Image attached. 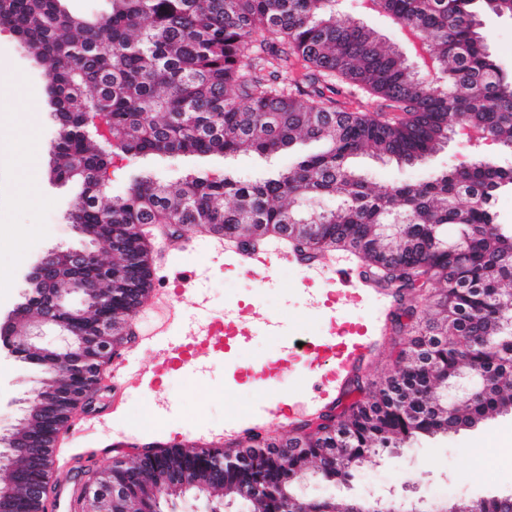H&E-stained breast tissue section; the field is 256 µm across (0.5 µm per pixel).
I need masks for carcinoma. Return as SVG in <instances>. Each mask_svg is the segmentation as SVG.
<instances>
[{
    "label": "carcinoma",
    "instance_id": "cac0c4a2",
    "mask_svg": "<svg viewBox=\"0 0 512 512\" xmlns=\"http://www.w3.org/2000/svg\"><path fill=\"white\" fill-rule=\"evenodd\" d=\"M108 13L74 14L64 0H0V30L9 31L40 63L56 123L49 176L75 182L80 192L67 219L98 228L122 243L116 260H137L125 295H110L88 316L59 319L82 334L101 319H123L149 296L152 263L144 226L182 224L259 243L271 233H319L316 249L353 250L368 265L388 258L406 269L426 267L440 285L423 310L413 289L398 293L392 320L409 316L416 356L399 360L382 383L350 380L362 398L338 415L341 433L303 444L305 459L271 452L243 470L213 471L210 451L174 446L137 455L116 474L125 498L118 512H169L161 488L143 499V485L166 477L205 479L210 508L225 512L224 489L250 484L260 504L244 512H348L311 497V478L343 483L368 459L423 437L456 433L486 418L512 413V226L497 222L495 196L512 186V169L480 158L426 180L377 189L350 166L364 150L403 164L443 146L460 124L512 150V73L489 52L481 15L512 16V0H383L392 21L423 40L434 69L418 71L395 48L357 20L336 19V0H111ZM112 139L95 131V120ZM325 148L293 167L244 181L230 168L217 176L191 171L177 181L144 175L124 196L109 192L117 156H233L241 147L259 156L298 140ZM331 196L338 205L319 210ZM460 226L466 250L440 235ZM74 272L63 263L25 284L17 320L0 336H22L40 315L44 292L68 295ZM20 362L42 379L13 434L32 448L53 442L65 425L47 397L84 385L57 354H28ZM484 376L465 410L448 411V383L461 374ZM334 448L328 457L324 449ZM46 477L41 457L23 464L20 482Z\"/></svg>",
    "mask_w": 512,
    "mask_h": 512
}]
</instances>
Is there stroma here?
<instances>
[{
  "mask_svg": "<svg viewBox=\"0 0 512 512\" xmlns=\"http://www.w3.org/2000/svg\"><path fill=\"white\" fill-rule=\"evenodd\" d=\"M339 19H358L379 32L386 42L413 56L414 50L403 31L393 27L384 14L362 11L359 0H338ZM488 46L499 66L512 72V17L487 15L483 18ZM33 132L41 144V166H48L55 138V122L47 104L41 66L13 39L0 31V222L22 228L27 239L23 246L0 243V316L14 309L25 285L24 275L37 257L58 246L78 247L83 243L66 215L79 187L42 177L39 202L21 207L14 200L21 180L5 148L19 135ZM322 148L316 141H300L290 149L262 162L252 150L244 149L232 158L138 157L125 159L112 178V192L125 194L131 183L151 170L160 178L176 180L189 169L222 172L234 168L246 180L258 179L265 166L281 169L299 157ZM495 158L512 167V151L494 144L469 141L464 134L451 136L436 153L424 161L397 164L369 152L353 158L352 165L374 186L418 182L438 172L468 164L479 156ZM193 248L182 253L163 255L164 234L155 230L152 252L159 288L165 289L171 303L180 308L187 321L207 325L223 317L225 308L243 309L261 306L266 315L286 321L290 339L326 342L332 324L345 317L368 324L376 314L374 305L366 304L352 313L341 305L326 306L325 297L337 293L335 283L324 279L309 282L297 261L272 266L251 275L207 248L204 236L194 238ZM175 268H195L201 274L200 289L207 299L206 308L192 304L191 291H178L169 284ZM261 292L262 302H255L254 292ZM406 333L388 329L377 336L367 351L360 376L377 382L393 371ZM206 370L195 375L188 369L160 372L153 382L140 380V371L152 367L154 350L129 343L117 360L125 367V377L115 383H103L95 403V417L109 420L107 428L94 432L67 429L55 451L56 472L71 468L84 459L90 470L111 466L113 459L128 453L130 447L159 441L165 444L197 443L209 432L223 430L229 424L249 418L266 402L289 403L299 396L311 371L307 358L284 359L282 342L261 327L250 334L235 337L230 349H223L221 339L198 346ZM41 372L0 351V433L15 425L22 408L38 387ZM123 391L120 410L112 408L114 388ZM450 487L451 497L470 499L512 494V414L492 416L476 427L450 435L421 439L398 449L397 453L371 458L345 485L311 484V494L342 502L350 498L394 497L419 503L425 512L436 505L431 492Z\"/></svg>",
  "mask_w": 512,
  "mask_h": 512,
  "instance_id": "1",
  "label": "stroma"
}]
</instances>
